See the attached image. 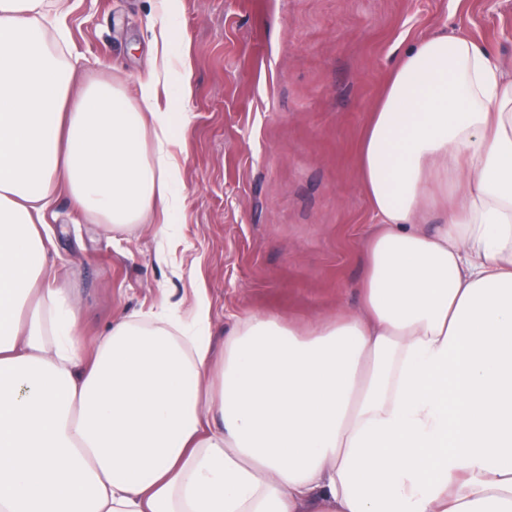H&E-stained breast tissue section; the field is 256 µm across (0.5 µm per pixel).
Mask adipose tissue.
Returning <instances> with one entry per match:
<instances>
[{
    "mask_svg": "<svg viewBox=\"0 0 512 512\" xmlns=\"http://www.w3.org/2000/svg\"><path fill=\"white\" fill-rule=\"evenodd\" d=\"M50 0H0V512H512V74L462 34L407 49L360 141L382 226L359 312L245 320L212 356L126 319L80 341L60 193L123 226L169 203L166 71L74 89ZM151 128L154 160L141 146Z\"/></svg>",
    "mask_w": 512,
    "mask_h": 512,
    "instance_id": "obj_1",
    "label": "adipose tissue"
}]
</instances>
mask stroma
I'll return each instance as SVG.
<instances>
[{"label": "stroma", "mask_w": 512, "mask_h": 512, "mask_svg": "<svg viewBox=\"0 0 512 512\" xmlns=\"http://www.w3.org/2000/svg\"><path fill=\"white\" fill-rule=\"evenodd\" d=\"M160 12L161 0H66L50 39L83 81L130 92ZM452 32L512 64V0H183L168 59L192 94L170 147V231L92 223L65 195L49 224L84 345L135 314L191 320L200 300L218 339L252 315L303 335L356 310L377 222L361 134L401 54Z\"/></svg>", "instance_id": "stroma-1"}]
</instances>
